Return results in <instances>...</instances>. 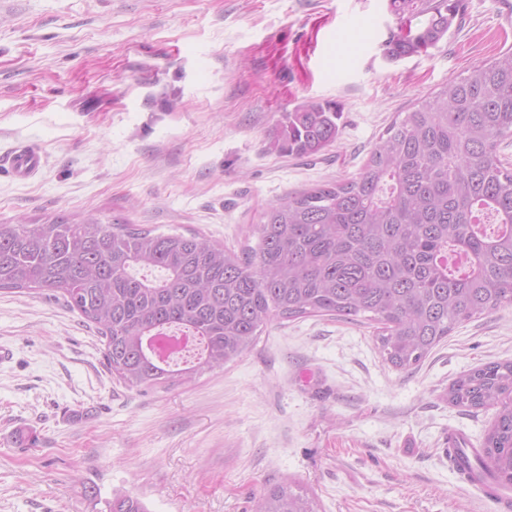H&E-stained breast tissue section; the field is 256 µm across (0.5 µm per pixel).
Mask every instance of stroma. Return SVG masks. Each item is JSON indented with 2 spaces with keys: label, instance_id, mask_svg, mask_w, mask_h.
Here are the masks:
<instances>
[{
  "label": "stroma",
  "instance_id": "stroma-1",
  "mask_svg": "<svg viewBox=\"0 0 512 512\" xmlns=\"http://www.w3.org/2000/svg\"><path fill=\"white\" fill-rule=\"evenodd\" d=\"M464 3L437 47L390 62L388 0H0V155H42L32 178L0 172V221L92 215L255 245L269 204L356 175L397 113L512 48L502 0ZM309 101L336 104V142L315 157L271 149ZM374 335L276 319L224 368L130 389L77 313L2 290L0 512H101L121 492L149 512H255L284 482L321 512H496L448 458L481 447L496 410L446 393L512 360V306L406 372Z\"/></svg>",
  "mask_w": 512,
  "mask_h": 512
}]
</instances>
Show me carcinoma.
Returning a JSON list of instances; mask_svg holds the SVG:
<instances>
[{
  "label": "carcinoma",
  "mask_w": 512,
  "mask_h": 512,
  "mask_svg": "<svg viewBox=\"0 0 512 512\" xmlns=\"http://www.w3.org/2000/svg\"><path fill=\"white\" fill-rule=\"evenodd\" d=\"M382 43L397 62L434 48L461 0H390ZM425 23L412 28V20ZM331 102L286 113L274 148L314 156L336 142ZM512 49L469 68L386 128L361 170L270 204L257 243L235 252L198 233L88 216L0 222V290L53 292L103 344L128 388L183 382L248 351L276 318L375 324L382 360L418 367L459 325L512 306ZM448 402L497 408L482 448H459L485 482L512 486V361L461 374ZM107 512H148L116 494ZM256 512H318L307 489L276 485Z\"/></svg>",
  "instance_id": "1"
}]
</instances>
